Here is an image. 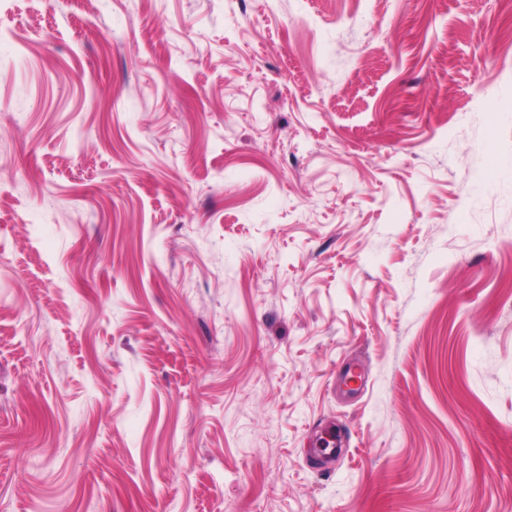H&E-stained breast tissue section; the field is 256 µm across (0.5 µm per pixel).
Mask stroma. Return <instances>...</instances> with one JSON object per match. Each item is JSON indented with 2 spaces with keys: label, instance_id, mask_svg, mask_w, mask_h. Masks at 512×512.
Segmentation results:
<instances>
[{
  "label": "stroma",
  "instance_id": "35a3bbf8",
  "mask_svg": "<svg viewBox=\"0 0 512 512\" xmlns=\"http://www.w3.org/2000/svg\"><path fill=\"white\" fill-rule=\"evenodd\" d=\"M0 512H512V0H0Z\"/></svg>",
  "mask_w": 512,
  "mask_h": 512
}]
</instances>
